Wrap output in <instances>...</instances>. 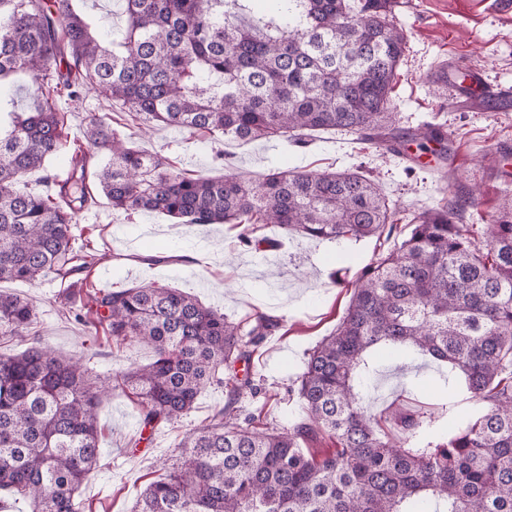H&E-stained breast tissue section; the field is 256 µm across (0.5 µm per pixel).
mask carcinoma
I'll use <instances>...</instances> for the list:
<instances>
[{
	"mask_svg": "<svg viewBox=\"0 0 512 512\" xmlns=\"http://www.w3.org/2000/svg\"><path fill=\"white\" fill-rule=\"evenodd\" d=\"M115 36L77 0H0V83L34 88L27 112L6 109L0 130V282L36 284L79 276L60 304L116 345L145 343L154 360L97 386L75 359L41 337L33 301L0 291V336L27 342L0 355V503L32 512H83L78 492L98 463L99 405L118 390L136 402L141 431L188 415L212 385L230 386L224 407L195 428L171 470L150 482L134 512H512V199L482 224L462 223L472 193L424 208L398 232L399 211L359 170L288 171L220 179L175 169L134 146L102 116L85 141L105 162L73 147L69 181L55 193L18 185L67 146L56 96L93 91L120 106L140 132L165 125L214 140L278 139L300 145L323 129L395 149L404 139L391 96L406 36L390 0H124ZM447 148L426 125L414 134ZM103 194L112 209L151 211L181 224H231L246 247L277 226L312 239L375 237L388 244L351 283L346 315L309 354L297 394L304 421L279 431L257 408L238 422L234 404L253 390L261 340L283 320L265 313L235 322L178 288L96 287L102 260L71 225ZM429 356L461 373L481 405L476 418L436 444L414 441L434 413L388 409L363 395L372 349ZM321 435L333 447H302Z\"/></svg>",
	"mask_w": 512,
	"mask_h": 512,
	"instance_id": "carcinoma-1",
	"label": "carcinoma"
}]
</instances>
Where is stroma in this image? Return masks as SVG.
<instances>
[{
  "instance_id": "stroma-1",
  "label": "stroma",
  "mask_w": 512,
  "mask_h": 512,
  "mask_svg": "<svg viewBox=\"0 0 512 512\" xmlns=\"http://www.w3.org/2000/svg\"><path fill=\"white\" fill-rule=\"evenodd\" d=\"M394 21L407 35L405 56L391 96L401 127L431 125L448 134V157L425 155L403 159L358 139L357 135L318 131L306 145L281 140L220 141L174 128L158 127L136 137L142 150L157 153L177 167L208 178L227 170L249 177L280 166L307 171L356 169L374 179L401 213H416L441 198L445 184L479 187L465 214L469 224L500 208L512 198V179L491 167L490 157L512 153V104L489 110L485 100L456 98L453 89L461 72L479 73L490 86L512 91V9L497 0H393ZM447 75V85L437 84ZM67 114L68 138L83 141V128L92 116L109 114L122 127L118 110L96 93H83L76 102L61 101ZM224 160H217V152ZM265 235L272 249L242 246L227 224L187 226L162 215L141 211L131 215L111 209L105 198L86 206L73 227L76 240L92 239L103 258L93 280L102 288L120 289L147 283L181 288L205 304L240 321L257 312L284 319L287 335L269 336L254 358L251 377L256 395L243 394L240 407L265 406L268 426L287 428L304 419L294 392L310 350L333 332L343 318L351 289L336 285L377 258V239L312 240L269 226ZM0 290L33 298L38 329L59 354L78 358L91 378H105L146 365L152 349L129 343L116 347L111 337L89 338L86 327L63 313L60 297L67 284L47 278L31 286L0 284ZM380 367L371 395L374 412L396 405L405 410L434 412V427L420 429L422 442H438L475 418L479 405L462 381L447 385L435 363L417 358L399 370L389 352L376 351ZM227 390L206 388L192 411L179 422L140 441L138 408L120 392H108L100 405L101 456L97 469L81 488L79 499L92 512H133L149 482L162 477L164 463L178 455V445L196 426L224 406Z\"/></svg>"
}]
</instances>
